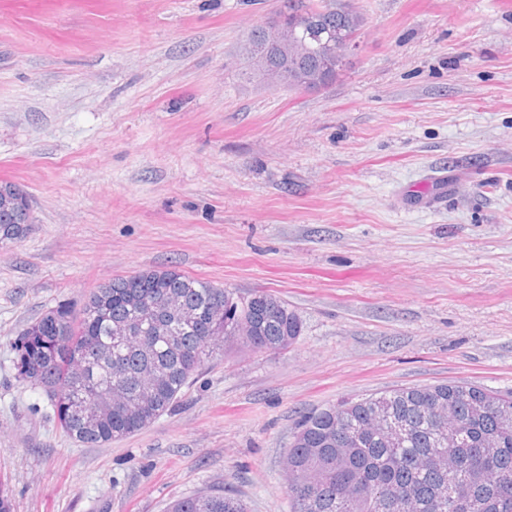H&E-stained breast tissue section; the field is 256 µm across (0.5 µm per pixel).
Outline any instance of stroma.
<instances>
[{
  "label": "stroma",
  "instance_id": "35a3bbf8",
  "mask_svg": "<svg viewBox=\"0 0 512 512\" xmlns=\"http://www.w3.org/2000/svg\"><path fill=\"white\" fill-rule=\"evenodd\" d=\"M326 89L249 78L280 0H0V178L34 222L0 249V483L15 512H167L217 489L289 512L307 412L439 383L512 391V0H353ZM457 191L431 206L430 175ZM174 267L302 321L229 343L171 411L85 447L13 343L98 285Z\"/></svg>",
  "mask_w": 512,
  "mask_h": 512
}]
</instances>
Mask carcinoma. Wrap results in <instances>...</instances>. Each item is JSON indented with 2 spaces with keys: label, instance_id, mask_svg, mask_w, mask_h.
<instances>
[{
  "label": "carcinoma",
  "instance_id": "1",
  "mask_svg": "<svg viewBox=\"0 0 512 512\" xmlns=\"http://www.w3.org/2000/svg\"><path fill=\"white\" fill-rule=\"evenodd\" d=\"M308 19L288 26L293 45L272 28L251 32L252 61L281 69L272 84L321 90L344 71L362 15L345 0H288ZM0 249L33 223L26 193L0 180ZM64 324L57 336L52 324ZM130 327L120 340L116 330ZM302 322L288 304L260 293L242 302L226 288L174 268L146 269L95 288L80 316L59 304L14 342L18 378L42 389L62 433L85 446L132 436L167 413L200 367L224 344L255 350L293 345ZM409 428L393 440L380 419ZM290 512H512V395L456 383L402 387L318 409L298 423L285 460ZM168 512H247L215 492L175 501Z\"/></svg>",
  "mask_w": 512,
  "mask_h": 512
}]
</instances>
